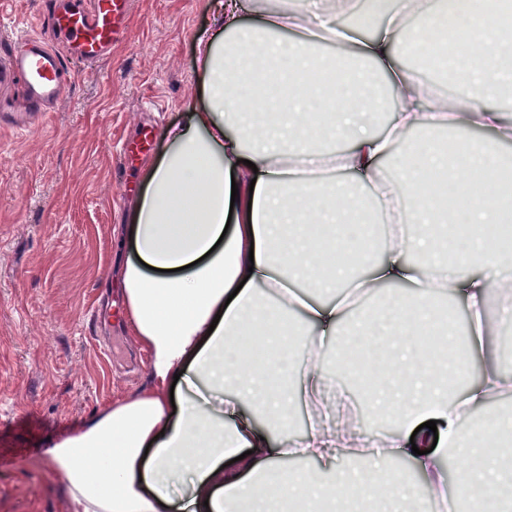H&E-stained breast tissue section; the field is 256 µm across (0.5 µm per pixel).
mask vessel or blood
<instances>
[{
    "label": "vessel or blood",
    "mask_w": 512,
    "mask_h": 512,
    "mask_svg": "<svg viewBox=\"0 0 512 512\" xmlns=\"http://www.w3.org/2000/svg\"><path fill=\"white\" fill-rule=\"evenodd\" d=\"M133 0H53L44 34L17 39L10 55L0 61V80L18 83L23 107L0 100V124L26 129L31 119L49 111L70 89L69 63H100L123 38Z\"/></svg>",
    "instance_id": "obj_1"
}]
</instances>
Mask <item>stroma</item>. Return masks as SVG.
Here are the masks:
<instances>
[{
	"instance_id": "35a3bbf8",
	"label": "stroma",
	"mask_w": 512,
	"mask_h": 512,
	"mask_svg": "<svg viewBox=\"0 0 512 512\" xmlns=\"http://www.w3.org/2000/svg\"><path fill=\"white\" fill-rule=\"evenodd\" d=\"M47 0H0V56L38 28ZM206 0H135L123 41L98 66L72 65L64 103L25 132L0 129V512H67L37 466L46 442L149 383L121 316L115 233L146 157L202 97L196 38Z\"/></svg>"
}]
</instances>
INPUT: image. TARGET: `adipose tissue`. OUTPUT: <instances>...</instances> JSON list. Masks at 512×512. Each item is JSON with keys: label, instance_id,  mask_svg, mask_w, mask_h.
Listing matches in <instances>:
<instances>
[{"label": "adipose tissue", "instance_id": "ef3b65f1", "mask_svg": "<svg viewBox=\"0 0 512 512\" xmlns=\"http://www.w3.org/2000/svg\"><path fill=\"white\" fill-rule=\"evenodd\" d=\"M208 7L217 28L197 40L208 90L184 124L166 130L119 227L129 245L124 315L148 355L150 383L49 441L43 479L65 488L68 512H350L393 501L405 478L380 479L378 468L400 454L432 491L452 482L461 500L512 512V416L490 408L512 395V372L485 360L473 382L468 369L512 324L511 305L486 313L491 291L512 290V248L496 233L512 209L501 191L512 182V156L500 149L512 141V122L485 104L512 89V43L495 13L482 0H458L452 13L443 0H300L246 27L243 0ZM364 7L385 19L375 36L338 26ZM414 15L439 28L484 29L459 49L464 101L456 109L398 65L421 50L400 36ZM329 42L345 47L351 67L305 50ZM358 61L375 64L403 100L385 134L372 130L379 95ZM272 89V109L257 111L255 100ZM444 126L495 137L445 151L422 139L391 155L401 135ZM387 158L405 201L375 248L362 231L372 221L369 199L352 181L369 180L392 198L379 180ZM442 174L466 191L464 210L450 214L429 199L431 177ZM351 288L380 297L373 313L354 318ZM450 289L471 321L459 361L442 354L452 333L437 301ZM427 322L438 339L425 352L417 336ZM262 333L270 351L258 364L241 341ZM333 342L344 370L400 372L367 397L396 428L364 432L326 397L316 361ZM299 404L314 423L295 440L287 427ZM491 435L494 453L483 449ZM452 452L479 461L451 476L444 460ZM287 455L317 467L285 472Z\"/></svg>", "mask_w": 512, "mask_h": 512}]
</instances>
